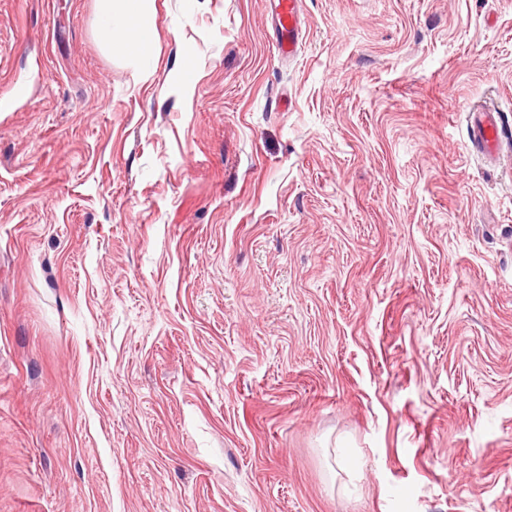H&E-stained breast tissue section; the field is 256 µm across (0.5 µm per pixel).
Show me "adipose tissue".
Segmentation results:
<instances>
[{"instance_id":"ef3b65f1","label":"adipose tissue","mask_w":512,"mask_h":512,"mask_svg":"<svg viewBox=\"0 0 512 512\" xmlns=\"http://www.w3.org/2000/svg\"><path fill=\"white\" fill-rule=\"evenodd\" d=\"M121 18H114L112 0H101L98 27L108 48L124 54H146L153 42L149 28L140 23L143 0H124Z\"/></svg>"}]
</instances>
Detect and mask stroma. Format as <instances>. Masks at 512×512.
Segmentation results:
<instances>
[{"label":"stroma","instance_id":"35a3bbf8","mask_svg":"<svg viewBox=\"0 0 512 512\" xmlns=\"http://www.w3.org/2000/svg\"><path fill=\"white\" fill-rule=\"evenodd\" d=\"M302 10L0 0V512H512V0ZM100 1L98 27L110 51L115 48L125 55H145L153 42L150 29L140 23L142 2L147 0H121L125 5L118 27L112 12V0ZM300 0H267L270 14L275 21L278 38L275 47L281 54L291 55L298 39L297 19ZM467 112L472 149L488 160H500L504 154V143L509 147L511 133L504 112L489 107H474Z\"/></svg>","mask_w":512,"mask_h":512}]
</instances>
